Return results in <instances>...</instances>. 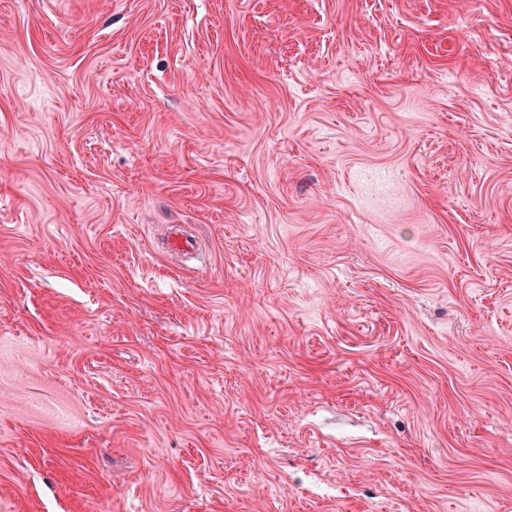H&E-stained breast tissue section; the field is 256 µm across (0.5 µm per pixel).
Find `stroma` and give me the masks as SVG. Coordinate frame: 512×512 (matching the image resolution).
I'll use <instances>...</instances> for the list:
<instances>
[{
	"instance_id": "1",
	"label": "stroma",
	"mask_w": 512,
	"mask_h": 512,
	"mask_svg": "<svg viewBox=\"0 0 512 512\" xmlns=\"http://www.w3.org/2000/svg\"><path fill=\"white\" fill-rule=\"evenodd\" d=\"M0 512H512V0H0Z\"/></svg>"
}]
</instances>
